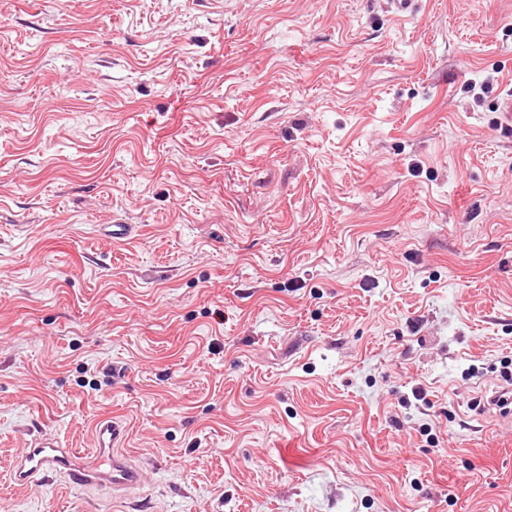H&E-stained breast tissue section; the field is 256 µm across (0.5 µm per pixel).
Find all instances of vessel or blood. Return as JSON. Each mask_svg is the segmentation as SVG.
I'll list each match as a JSON object with an SVG mask.
<instances>
[{
	"mask_svg": "<svg viewBox=\"0 0 512 512\" xmlns=\"http://www.w3.org/2000/svg\"><path fill=\"white\" fill-rule=\"evenodd\" d=\"M125 429L118 421L105 418L95 425L91 456L62 447L57 436L38 431L16 458L11 477L21 485L35 483L52 474H64L81 486H108L123 491L139 485L140 468L132 466L118 454Z\"/></svg>",
	"mask_w": 512,
	"mask_h": 512,
	"instance_id": "b4317fda",
	"label": "vessel or blood"
}]
</instances>
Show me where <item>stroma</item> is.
<instances>
[{"label": "stroma", "instance_id": "35a3bbf8", "mask_svg": "<svg viewBox=\"0 0 512 512\" xmlns=\"http://www.w3.org/2000/svg\"><path fill=\"white\" fill-rule=\"evenodd\" d=\"M511 71L512 0H0V512H512ZM107 417L140 487L13 482Z\"/></svg>", "mask_w": 512, "mask_h": 512}]
</instances>
